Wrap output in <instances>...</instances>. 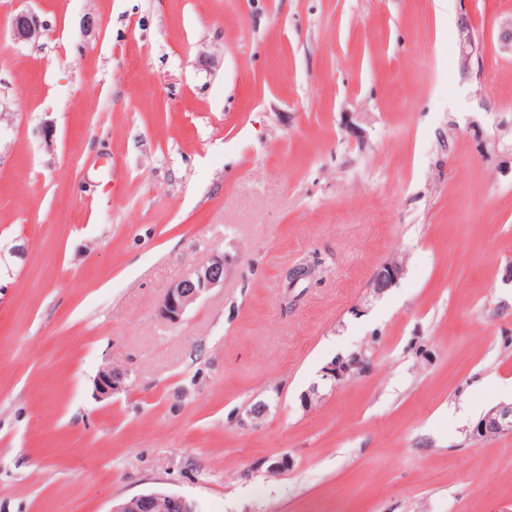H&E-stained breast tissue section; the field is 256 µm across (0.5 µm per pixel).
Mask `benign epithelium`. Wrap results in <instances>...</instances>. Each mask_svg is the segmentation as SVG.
I'll return each mask as SVG.
<instances>
[{"mask_svg":"<svg viewBox=\"0 0 512 512\" xmlns=\"http://www.w3.org/2000/svg\"><path fill=\"white\" fill-rule=\"evenodd\" d=\"M42 24L32 13L22 12L12 17L10 31L16 41H31L41 36ZM459 43L464 61L471 59L474 40L468 23L459 25ZM402 267L396 262L383 266L374 275L372 285L383 290L400 276ZM224 287V257L216 256L209 263L189 270L167 291L159 309L166 321L177 324L186 311L214 288ZM123 376L120 372L106 367L96 378V392L102 399L112 397L121 387ZM485 437H498L512 434V405L502 406L490 411L480 427ZM164 505V512H197V502L182 495L160 490L149 491L132 497L115 506L111 512H156V506Z\"/></svg>","mask_w":512,"mask_h":512,"instance_id":"1","label":"benign epithelium"}]
</instances>
